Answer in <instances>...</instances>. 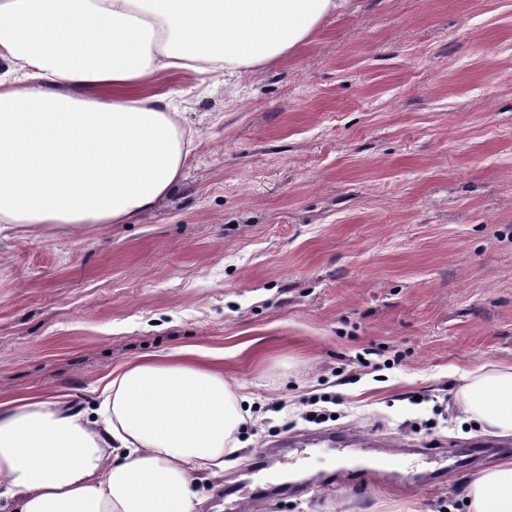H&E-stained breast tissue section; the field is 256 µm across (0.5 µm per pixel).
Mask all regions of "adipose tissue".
<instances>
[{
    "instance_id": "ef3b65f1",
    "label": "adipose tissue",
    "mask_w": 512,
    "mask_h": 512,
    "mask_svg": "<svg viewBox=\"0 0 512 512\" xmlns=\"http://www.w3.org/2000/svg\"><path fill=\"white\" fill-rule=\"evenodd\" d=\"M347 0H0V227L125 224L180 181L187 134L148 79L239 76L308 43ZM184 347L131 362L98 408L0 402V500L14 512H196L246 423L222 370ZM459 407L512 437V365L468 374ZM116 446L120 455L108 457ZM466 512H512V457L463 488Z\"/></svg>"
}]
</instances>
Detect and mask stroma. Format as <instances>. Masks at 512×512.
Listing matches in <instances>:
<instances>
[{
	"label": "stroma",
	"mask_w": 512,
	"mask_h": 512,
	"mask_svg": "<svg viewBox=\"0 0 512 512\" xmlns=\"http://www.w3.org/2000/svg\"><path fill=\"white\" fill-rule=\"evenodd\" d=\"M195 142L144 218L0 239V402H97L199 346L259 413L198 512H461L466 372L512 364V0H350L230 80L161 85ZM340 430L381 447L301 450ZM276 475L282 495L251 497Z\"/></svg>",
	"instance_id": "35a3bbf8"
}]
</instances>
